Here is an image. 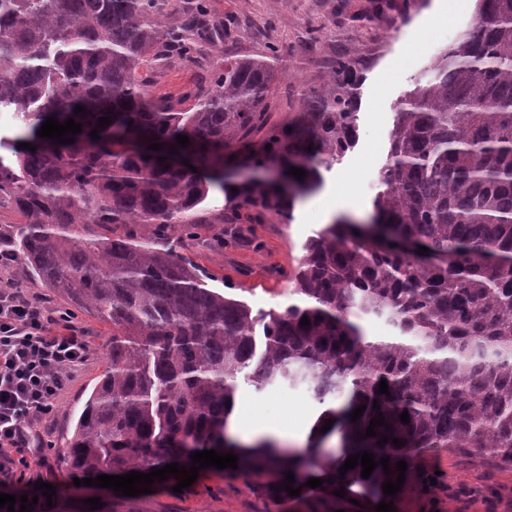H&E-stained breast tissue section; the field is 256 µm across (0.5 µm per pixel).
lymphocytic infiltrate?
<instances>
[{
  "label": "lymphocytic infiltrate",
  "instance_id": "obj_1",
  "mask_svg": "<svg viewBox=\"0 0 512 512\" xmlns=\"http://www.w3.org/2000/svg\"><path fill=\"white\" fill-rule=\"evenodd\" d=\"M87 336L45 297L0 282V482L19 459L46 465L35 425L88 360Z\"/></svg>",
  "mask_w": 512,
  "mask_h": 512
}]
</instances>
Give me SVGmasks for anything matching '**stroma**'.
<instances>
[{"instance_id": "stroma-1", "label": "stroma", "mask_w": 512, "mask_h": 512, "mask_svg": "<svg viewBox=\"0 0 512 512\" xmlns=\"http://www.w3.org/2000/svg\"><path fill=\"white\" fill-rule=\"evenodd\" d=\"M409 15L400 6L380 12L374 0H210L212 13L232 27L235 46L248 53L259 48L256 31L276 40L283 48L282 75L271 103V119L286 122L298 116L305 94L323 85L328 61L335 51L347 48L366 67L357 90L358 138L345 156L322 168L320 191L296 199L289 223L246 224L244 241L215 251L205 247L184 250V257L214 275V287L229 283L243 289V298L258 314L282 310L288 304L292 275L300 267L304 242L324 228L321 217L323 194L335 188L356 201L349 219L366 222L374 213L380 191L378 175L389 151L390 133L401 102L433 75L439 58L456 43L477 14V0H416ZM321 30V42L308 46L307 28ZM156 95L180 96L196 81V68L172 65L159 70L144 68ZM261 250H253V243ZM75 325L88 329L90 356L59 394L50 413L36 429L43 442L47 466L24 470L29 483H49L59 492L57 512L90 497L88 486H75L74 471L66 468L58 454L70 437L74 415L85 401L94 379L104 365L109 331L85 315ZM342 399L328 404L316 401L304 388L280 385L258 389L251 369L236 380L231 422L242 416L254 420H281L300 426L293 438L296 448L306 446L308 429L325 408L342 406ZM422 470L447 477L446 486L394 500L396 512H512V469L492 470L476 460L456 457L447 449L424 452L418 459ZM175 477L153 483L146 495L147 512H267V502L257 496L231 469L200 470L196 481L175 491ZM345 490L337 499L338 512H375V498L361 486L336 479L308 489L304 497L282 502V512H307L309 499Z\"/></svg>"}]
</instances>
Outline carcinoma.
I'll list each match as a JSON object with an SVG mask.
<instances>
[{"label": "carcinoma", "instance_id": "obj_1", "mask_svg": "<svg viewBox=\"0 0 512 512\" xmlns=\"http://www.w3.org/2000/svg\"><path fill=\"white\" fill-rule=\"evenodd\" d=\"M229 36L209 0H0V112L15 120L13 134L0 135V209L12 213L0 219V249L64 313L112 331L62 459L97 476L149 473L200 446L222 453L235 379L251 367L260 388L346 397L319 417L306 453L281 454L271 440L233 451L240 478L272 501L288 497L277 490L286 473L334 475L364 450L376 462L390 457V474L378 465L364 479L358 465L345 477L380 496L400 460L396 497L440 484L419 475L418 457L431 448L512 469V0H480L434 77L402 103L379 171L377 223L339 219L308 239L295 301L261 319L209 287L208 273L179 250L204 237V224L291 218L295 200L319 187V167L356 141L360 61L334 54L297 118L272 123L281 47L231 54ZM208 46L218 55L205 66ZM149 62L203 73L174 100L140 76ZM79 106L86 113L75 114ZM107 116L112 123L97 127ZM50 117H71L82 132L70 144L37 136ZM178 135L197 156L194 172L141 152ZM231 146L277 164V176L246 175L231 206L204 210L211 191L224 192ZM386 239L429 252H397ZM372 319L389 333L368 339L363 323ZM382 380L387 395L377 393ZM380 412L390 428L365 437ZM327 419L343 428L340 456L313 451ZM382 435L404 445H379ZM102 503L94 512H145L129 496Z\"/></svg>", "mask_w": 512, "mask_h": 512}]
</instances>
